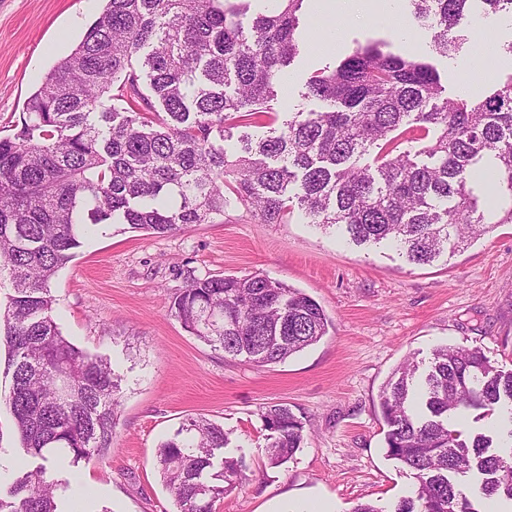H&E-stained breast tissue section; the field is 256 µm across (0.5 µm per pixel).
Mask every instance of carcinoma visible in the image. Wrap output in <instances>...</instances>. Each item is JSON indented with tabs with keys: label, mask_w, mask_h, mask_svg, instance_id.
Segmentation results:
<instances>
[{
	"label": "carcinoma",
	"mask_w": 512,
	"mask_h": 512,
	"mask_svg": "<svg viewBox=\"0 0 512 512\" xmlns=\"http://www.w3.org/2000/svg\"><path fill=\"white\" fill-rule=\"evenodd\" d=\"M253 0H107L76 49L32 93L16 131L0 136V345L12 384L0 404L21 447L42 464L0 496V512H58L66 484L47 467L89 463L112 447L120 381L107 359L64 336L51 282L100 224L166 235L211 224L242 205L263 224L296 214L342 226L358 244L389 241L411 264L433 262L512 224V76L479 100L441 97L435 68L358 45L306 81L307 99L282 125L265 108L291 62L310 47L304 0H281L243 26ZM470 0H410L433 50H458ZM263 128L261 136L247 132ZM237 138L229 158L224 142ZM491 174L506 207L489 205ZM172 310L184 328L230 358L286 361L328 330L320 304L263 273L193 277ZM387 456L416 480L391 512H479L512 503V371L478 348L442 346L430 365L407 359L380 394ZM508 413L511 446L471 438L452 421L468 409ZM269 464L301 447L286 404L265 407ZM210 420L190 418L157 450L176 512H216L248 480L243 458Z\"/></svg>",
	"instance_id": "carcinoma-1"
}]
</instances>
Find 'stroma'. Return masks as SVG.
<instances>
[{"label": "stroma", "mask_w": 512, "mask_h": 512, "mask_svg": "<svg viewBox=\"0 0 512 512\" xmlns=\"http://www.w3.org/2000/svg\"><path fill=\"white\" fill-rule=\"evenodd\" d=\"M347 0L339 15L307 0L304 21L314 39L277 89V112L301 107L309 75L371 38L394 53L432 64L446 96L461 95L465 75L474 98L512 75V15L479 28L481 4L464 24L487 42L466 41L456 54L433 52L430 29L414 22L408 0L392 22L374 21ZM104 0H0V135L10 134L27 98L69 55ZM493 58L492 77L482 74ZM261 272L304 290L330 321L327 335L285 362L259 367L187 332L174 298L189 277ZM54 314L79 348L110 361L121 378L116 434L105 457L61 471L69 484L60 512H175L156 468L161 442L199 415L224 428L228 452L244 457L250 479L217 512H299L318 501L333 512L372 502L391 512L415 481L386 455L379 394L407 357L430 360L435 348H479L494 366L512 370V224L428 265L409 264L395 247L355 245L333 227L295 217L262 224L243 206L223 221L159 236L103 224L83 239L51 285ZM284 403L302 420L304 441L292 459L269 465L271 435L261 413ZM35 458L23 451L14 420L0 408V492Z\"/></svg>", "instance_id": "1"}]
</instances>
